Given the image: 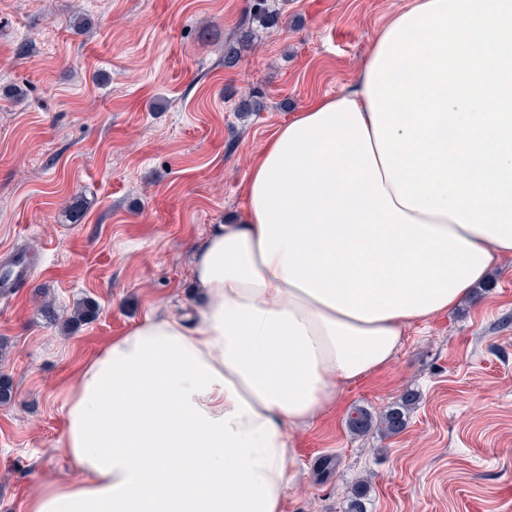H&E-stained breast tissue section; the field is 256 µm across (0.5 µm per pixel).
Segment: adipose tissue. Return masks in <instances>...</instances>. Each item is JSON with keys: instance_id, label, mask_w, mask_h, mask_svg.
I'll return each instance as SVG.
<instances>
[{"instance_id": "1", "label": "adipose tissue", "mask_w": 512, "mask_h": 512, "mask_svg": "<svg viewBox=\"0 0 512 512\" xmlns=\"http://www.w3.org/2000/svg\"><path fill=\"white\" fill-rule=\"evenodd\" d=\"M192 254L189 317L84 364L30 512H283L294 440L512 255V0H407L280 125Z\"/></svg>"}]
</instances>
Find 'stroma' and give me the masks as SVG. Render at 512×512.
<instances>
[{
	"label": "stroma",
	"instance_id": "stroma-1",
	"mask_svg": "<svg viewBox=\"0 0 512 512\" xmlns=\"http://www.w3.org/2000/svg\"><path fill=\"white\" fill-rule=\"evenodd\" d=\"M403 3L277 0L278 25L248 29L249 0H0V263L33 268L0 299V374L15 387L0 404V512L75 477L60 408L81 367L148 311L187 306L192 249L241 214L262 144L346 89ZM254 91L264 110L239 113ZM86 297L99 316L72 335L39 313ZM408 391L401 434L349 431L354 408L377 416ZM296 440L285 512H344L362 481L367 512H512V257L412 325Z\"/></svg>",
	"mask_w": 512,
	"mask_h": 512
}]
</instances>
